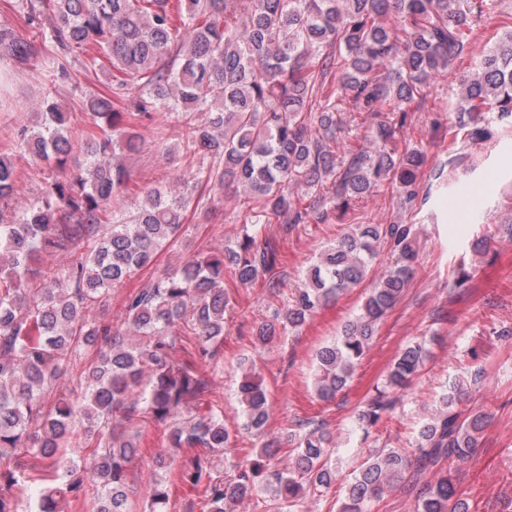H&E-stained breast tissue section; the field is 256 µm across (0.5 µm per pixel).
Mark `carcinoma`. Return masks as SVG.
Wrapping results in <instances>:
<instances>
[{"label": "carcinoma", "mask_w": 512, "mask_h": 512, "mask_svg": "<svg viewBox=\"0 0 512 512\" xmlns=\"http://www.w3.org/2000/svg\"><path fill=\"white\" fill-rule=\"evenodd\" d=\"M22 24L42 48L0 29V58L43 59L54 85L90 50L108 63L107 91L81 100L93 131L75 143L71 112L46 103L41 121L15 130L17 146L36 166L53 168L40 194L22 207L15 167L0 153V512H65L69 499L90 512H130L129 465L138 455L128 425L144 418L164 431L154 457L202 493L208 512H302L308 495L336 483L328 465L332 440L322 420L299 419L281 435L267 432L270 399L256 362L241 368L237 390L241 430L260 439L245 464L229 463L232 435L224 420L201 411L211 382L202 364L224 342V277L241 285L261 279L272 293L278 248L260 236L274 218L323 224L334 205L339 220L352 204L387 184L412 203L424 164L417 148L398 150L408 107L473 42V21L488 0H18ZM185 117L181 142L188 170L178 189L144 188L130 216L112 213L128 194L123 157L144 143L141 129L159 114ZM365 128L368 146L343 136L344 113ZM470 136L488 137L486 113L512 118V31L481 55L457 103ZM229 190L250 228L236 246L199 252L166 269L148 288L123 300L125 318L96 313L110 291L148 268L180 234L203 190ZM384 249L387 262L370 284L359 313L315 354L317 398L331 403L369 351L378 321L402 298L418 261L410 224H352L324 246L301 284L250 328L266 350L299 330L323 306L363 283ZM61 254L58 270L34 266ZM92 348L79 379L81 397L52 396L64 368ZM428 350L408 343L391 363L383 388L357 412L364 434L393 417L420 375ZM464 390L442 396L420 427L414 449L372 451L350 479L338 512H372L405 481L431 478L414 512H469L449 458L465 461L481 442L491 414L459 408ZM67 448L91 449L84 464ZM287 450L289 465L273 460ZM40 460L43 474L26 468ZM170 487L157 478L149 512H166Z\"/></svg>", "instance_id": "cac0c4a2"}]
</instances>
